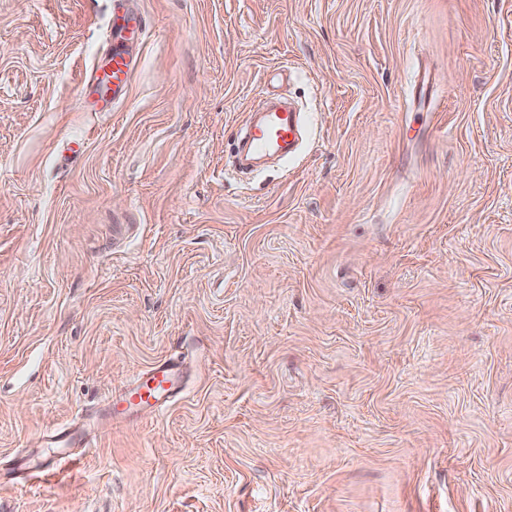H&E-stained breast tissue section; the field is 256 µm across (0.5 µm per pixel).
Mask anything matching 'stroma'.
<instances>
[{"instance_id": "obj_1", "label": "stroma", "mask_w": 512, "mask_h": 512, "mask_svg": "<svg viewBox=\"0 0 512 512\" xmlns=\"http://www.w3.org/2000/svg\"><path fill=\"white\" fill-rule=\"evenodd\" d=\"M130 6L100 112L112 0H0V512H512V0ZM268 93L305 139L244 178ZM123 23L116 22V9L112 8V37L121 39L141 38L145 33V23L141 17L125 15L120 18ZM134 66L133 59L128 56L120 47L112 46V55L105 58L101 65L94 63L91 69L89 80L99 86L103 79L98 74L99 70L104 71V77L112 83L113 103L121 101L126 93V87ZM108 70V72L106 71ZM180 382L181 372L177 362L171 359L157 362L134 376L118 391L106 396L104 407L87 417L95 419L93 427L83 424L56 430L47 437V448H91L95 437L93 434L113 419L137 417L142 407L149 408L150 412L162 409L178 393ZM120 403H126L123 412L115 410Z\"/></svg>"}]
</instances>
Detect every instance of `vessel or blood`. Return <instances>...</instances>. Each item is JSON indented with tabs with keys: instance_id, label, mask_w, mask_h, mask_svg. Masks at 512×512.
Segmentation results:
<instances>
[{
	"instance_id": "1",
	"label": "vessel or blood",
	"mask_w": 512,
	"mask_h": 512,
	"mask_svg": "<svg viewBox=\"0 0 512 512\" xmlns=\"http://www.w3.org/2000/svg\"><path fill=\"white\" fill-rule=\"evenodd\" d=\"M111 31L122 39L139 38L145 33V23L141 17L126 15L112 24ZM133 66V59L116 46L111 56L104 59L100 71L91 72L89 80L97 84L101 79H108L112 85V99L118 102L126 93ZM255 109L254 121L246 124L241 133L245 157L293 154L301 130L299 112L290 105H268L261 100L257 101ZM180 382V367L170 359L157 362L137 374L118 391L108 394L103 408L93 411L94 427L75 425L49 435L48 445L56 450L48 460L49 465L69 462L70 449L91 447L95 428L103 427L113 419L136 417L144 408L159 411L177 394Z\"/></svg>"
}]
</instances>
